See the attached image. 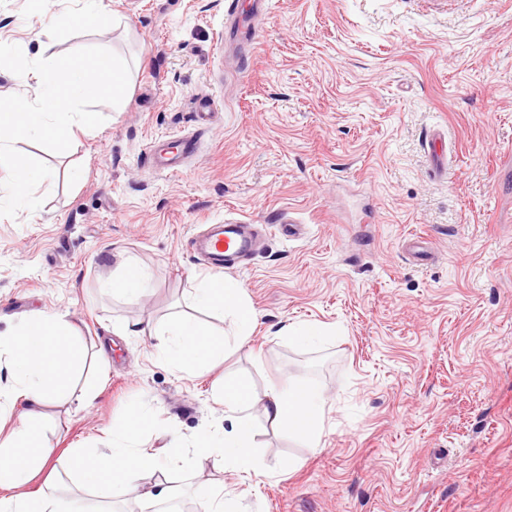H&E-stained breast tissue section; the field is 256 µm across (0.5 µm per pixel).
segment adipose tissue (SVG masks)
Instances as JSON below:
<instances>
[{
	"label": "adipose tissue",
	"instance_id": "1",
	"mask_svg": "<svg viewBox=\"0 0 512 512\" xmlns=\"http://www.w3.org/2000/svg\"><path fill=\"white\" fill-rule=\"evenodd\" d=\"M192 301L230 319L235 343L248 344L254 312L240 287L222 278H204L193 288ZM73 334L72 325L63 318L39 312L9 332H0V371L7 374L6 384L0 385V408H25L10 432L0 437V512H113L112 491L120 482L134 493L142 512H161L178 492L169 479L168 464L142 447L144 420L139 415L113 423L106 447L69 451L67 469L93 491V500L63 499L52 483L36 492L28 489L56 456L55 448L42 438V409L65 394L81 365ZM167 334L163 353L178 371H204L224 358L226 341L203 332L190 318L176 319ZM248 390L242 381L225 383L220 399L225 418L235 422L234 430L221 437L205 431L194 439L192 448L194 455L212 458L221 469L256 476L264 466L254 451L252 428L241 415ZM324 406L322 392L289 381L270 386L262 408L272 428L296 434L315 448Z\"/></svg>",
	"mask_w": 512,
	"mask_h": 512
}]
</instances>
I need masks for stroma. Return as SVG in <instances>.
Here are the masks:
<instances>
[{"label":"stroma","instance_id":"obj_1","mask_svg":"<svg viewBox=\"0 0 512 512\" xmlns=\"http://www.w3.org/2000/svg\"><path fill=\"white\" fill-rule=\"evenodd\" d=\"M104 5L109 28L59 29L45 12L79 0H0V43L28 59L100 46L133 65L123 106H99L104 123L67 152L15 144L53 175L38 210L0 217V330L61 316L85 356L45 409L48 444L103 447L145 409L141 444L169 458L170 426L226 428L213 391L242 379L265 473L194 459L169 474L168 512H200L212 484L239 512H512V0H270L249 41L230 0ZM201 97L215 113L197 156L151 171L148 143L190 131ZM437 124L441 178L424 149ZM227 219L261 227V250L222 272L256 323L247 347L181 376L160 351L170 321L228 328L191 306L209 270L189 246ZM121 252L151 275L135 300L100 288ZM292 323L335 333L297 343ZM287 379L326 398L318 447L262 415Z\"/></svg>","mask_w":512,"mask_h":512}]
</instances>
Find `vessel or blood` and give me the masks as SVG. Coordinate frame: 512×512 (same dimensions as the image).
Instances as JSON below:
<instances>
[{
    "label": "vessel or blood",
    "instance_id": "obj_1",
    "mask_svg": "<svg viewBox=\"0 0 512 512\" xmlns=\"http://www.w3.org/2000/svg\"><path fill=\"white\" fill-rule=\"evenodd\" d=\"M195 135L180 136L176 145L165 141H155L147 148V161L157 172L173 173L180 171L185 159L197 151ZM256 245L253 226L240 220H228L221 224L208 225L202 236L193 238L192 248L215 267L233 265L250 255Z\"/></svg>",
    "mask_w": 512,
    "mask_h": 512
}]
</instances>
